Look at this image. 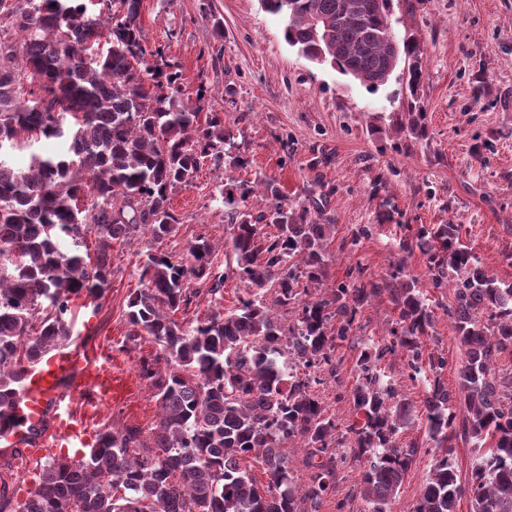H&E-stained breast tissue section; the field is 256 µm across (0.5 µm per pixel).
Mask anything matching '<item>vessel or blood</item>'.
<instances>
[{
	"instance_id": "1",
	"label": "vessel or blood",
	"mask_w": 512,
	"mask_h": 512,
	"mask_svg": "<svg viewBox=\"0 0 512 512\" xmlns=\"http://www.w3.org/2000/svg\"><path fill=\"white\" fill-rule=\"evenodd\" d=\"M111 396L112 370L99 355L77 346L43 353L26 367L12 422L0 425V449L27 448L41 455L90 447L98 434L77 417L73 405H105Z\"/></svg>"
}]
</instances>
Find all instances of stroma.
<instances>
[{
  "label": "stroma",
  "instance_id": "stroma-1",
  "mask_svg": "<svg viewBox=\"0 0 512 512\" xmlns=\"http://www.w3.org/2000/svg\"><path fill=\"white\" fill-rule=\"evenodd\" d=\"M140 20L146 41L180 70L184 94L207 88L214 109L223 112L250 161L241 178L275 181L288 203L322 204L336 226L329 282L357 266L382 279L403 257L401 225L451 222L465 225L462 241L485 269L512 284V0H393L397 36L417 38L423 50V140L405 138L393 125L395 113L406 109L405 74L395 72L368 91L290 46L279 18L259 0H142ZM223 180L222 171L205 165L192 186L172 194L179 232L160 250L184 252L201 234L223 247ZM363 225L368 237L347 248ZM147 246L144 240L115 245L111 286L99 304L81 297L73 306V344L112 362L110 404L80 410L98 431L125 424L147 429L157 419L156 402L139 377L141 361L154 358L156 347L129 341L126 321ZM406 260L435 304L427 346L447 355L442 380L455 385L461 354L442 295L425 280L421 255ZM400 438L422 448L391 512H412L433 450L421 423L401 430ZM8 470L14 500L40 482L35 458L0 452V472Z\"/></svg>",
  "mask_w": 512,
  "mask_h": 512
}]
</instances>
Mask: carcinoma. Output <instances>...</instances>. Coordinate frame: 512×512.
<instances>
[{"instance_id": "carcinoma-1", "label": "carcinoma", "mask_w": 512, "mask_h": 512, "mask_svg": "<svg viewBox=\"0 0 512 512\" xmlns=\"http://www.w3.org/2000/svg\"><path fill=\"white\" fill-rule=\"evenodd\" d=\"M284 23V38L309 56L351 72L368 90L408 60L405 136L426 135L417 91L420 45L398 40L393 0H261ZM141 0H11L0 17V151L56 139L24 169L0 159V421L10 417L25 366L70 337L72 301L99 298L112 280V250L149 236H176L170 195L193 184L202 165L224 170L228 208L225 266L205 236L177 257L151 252L128 302V338L157 346L140 363L158 417L103 431L80 459L48 457L38 488L13 502L0 487V512H320L349 462L362 466L354 492L365 512H391L419 446L398 440L414 406L382 364L397 358L410 379L424 376L426 436L435 452L413 512H512V287H503L462 244L461 224L404 225L400 250H419L463 351L457 386L441 374L444 353L426 350L434 309L406 260L377 282L363 271L326 287L336 225L282 201L272 181L240 180L248 165L224 113L207 95L183 97L181 74L141 34ZM106 38L103 54L93 44ZM31 88H25V85ZM267 205L256 210L250 199ZM95 238V258L82 253ZM244 284L224 309V282ZM387 294L395 318L387 335L357 347L346 384L342 349L355 344L362 305ZM207 314L188 322L200 296ZM348 397L345 423L327 415L317 388ZM474 446L464 485L451 462L458 441ZM304 451L298 483L288 449ZM263 465L260 486L243 466Z\"/></svg>"}]
</instances>
